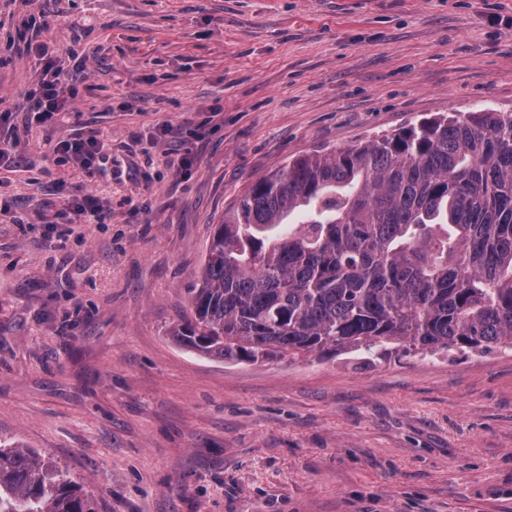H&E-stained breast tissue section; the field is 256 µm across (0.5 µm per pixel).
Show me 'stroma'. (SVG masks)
<instances>
[{
    "mask_svg": "<svg viewBox=\"0 0 512 512\" xmlns=\"http://www.w3.org/2000/svg\"><path fill=\"white\" fill-rule=\"evenodd\" d=\"M30 39L81 80L65 122L20 109ZM486 107L512 112V0H0V442L95 512H512V351L251 363L169 335L258 178ZM94 133V174L52 151ZM60 182L105 223H58Z\"/></svg>",
    "mask_w": 512,
    "mask_h": 512,
    "instance_id": "stroma-1",
    "label": "stroma"
}]
</instances>
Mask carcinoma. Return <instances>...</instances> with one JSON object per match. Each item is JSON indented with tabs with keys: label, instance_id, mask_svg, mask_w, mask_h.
Masks as SVG:
<instances>
[{
	"label": "carcinoma",
	"instance_id": "1",
	"mask_svg": "<svg viewBox=\"0 0 512 512\" xmlns=\"http://www.w3.org/2000/svg\"><path fill=\"white\" fill-rule=\"evenodd\" d=\"M191 317L204 356L512 350V112L411 124L296 157L216 225ZM0 512H94L27 448L0 447Z\"/></svg>",
	"mask_w": 512,
	"mask_h": 512
}]
</instances>
